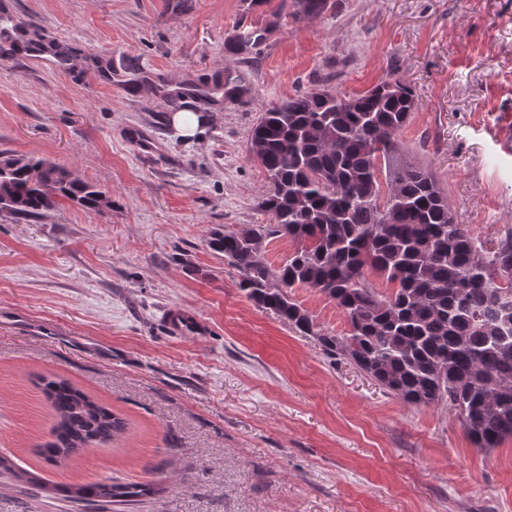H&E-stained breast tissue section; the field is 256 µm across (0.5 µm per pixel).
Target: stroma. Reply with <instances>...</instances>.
Wrapping results in <instances>:
<instances>
[{
  "mask_svg": "<svg viewBox=\"0 0 512 512\" xmlns=\"http://www.w3.org/2000/svg\"><path fill=\"white\" fill-rule=\"evenodd\" d=\"M281 0H0V152L35 155L112 200L0 212V512H74L59 487L143 484L85 512H512V438L477 448L446 403H403L318 334L335 301L291 296L301 335L239 288L206 239L270 223L249 151L266 107L319 84L388 76L418 100L397 135L439 177L458 223L493 247L512 229V0H336L281 18L245 59L227 44ZM70 57L36 56L35 42ZM243 94H224L225 77ZM198 113L193 135L172 123ZM202 339L168 335L170 307ZM59 376L124 418L120 441L46 462ZM293 9L288 15L295 20L302 17H318L336 8L335 0H292ZM165 324L172 336L200 339L209 331L208 324L203 318L182 307L168 309L165 313Z\"/></svg>",
  "mask_w": 512,
  "mask_h": 512,
  "instance_id": "obj_1",
  "label": "stroma"
}]
</instances>
